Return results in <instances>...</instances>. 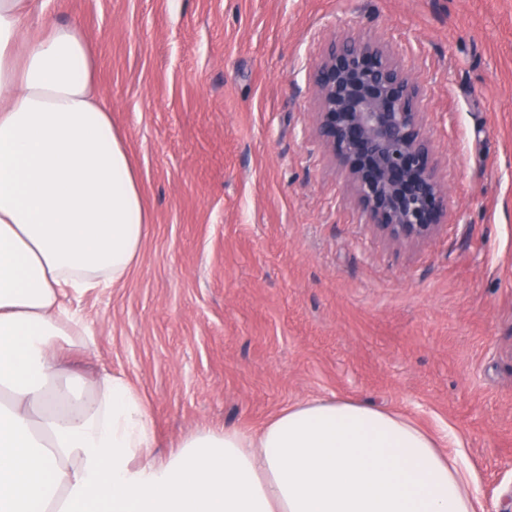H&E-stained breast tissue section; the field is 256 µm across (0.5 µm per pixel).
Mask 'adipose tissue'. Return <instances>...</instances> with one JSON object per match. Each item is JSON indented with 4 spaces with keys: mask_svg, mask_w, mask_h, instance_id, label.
Instances as JSON below:
<instances>
[{
    "mask_svg": "<svg viewBox=\"0 0 512 512\" xmlns=\"http://www.w3.org/2000/svg\"><path fill=\"white\" fill-rule=\"evenodd\" d=\"M0 0V512H484L448 439L355 400L203 427L157 454L150 408L90 347L78 301L140 260L148 219L77 24Z\"/></svg>",
    "mask_w": 512,
    "mask_h": 512,
    "instance_id": "adipose-tissue-1",
    "label": "adipose tissue"
}]
</instances>
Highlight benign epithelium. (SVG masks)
I'll return each mask as SVG.
<instances>
[{"instance_id": "1", "label": "benign epithelium", "mask_w": 512, "mask_h": 512, "mask_svg": "<svg viewBox=\"0 0 512 512\" xmlns=\"http://www.w3.org/2000/svg\"><path fill=\"white\" fill-rule=\"evenodd\" d=\"M311 83L318 136L347 169L369 223L399 245L435 237L448 215L447 188L409 72L381 43L343 37L330 43Z\"/></svg>"}]
</instances>
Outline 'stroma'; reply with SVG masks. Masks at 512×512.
Segmentation results:
<instances>
[{
	"label": "stroma",
	"instance_id": "obj_1",
	"mask_svg": "<svg viewBox=\"0 0 512 512\" xmlns=\"http://www.w3.org/2000/svg\"><path fill=\"white\" fill-rule=\"evenodd\" d=\"M96 53L149 218L80 306L83 373L125 376L161 445L340 397L448 434L512 512V0H55ZM388 45L422 91L439 233L382 238L318 138L330 41Z\"/></svg>",
	"mask_w": 512,
	"mask_h": 512
}]
</instances>
